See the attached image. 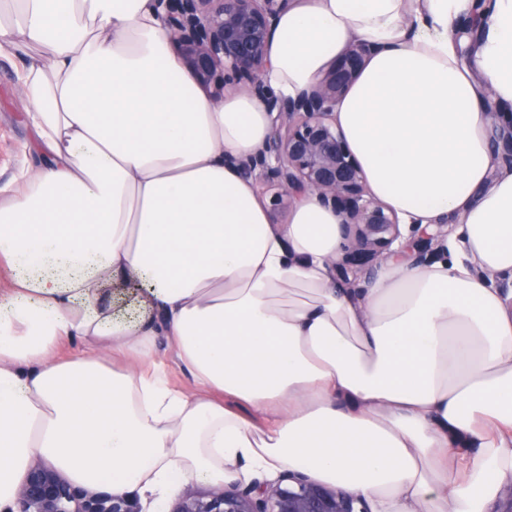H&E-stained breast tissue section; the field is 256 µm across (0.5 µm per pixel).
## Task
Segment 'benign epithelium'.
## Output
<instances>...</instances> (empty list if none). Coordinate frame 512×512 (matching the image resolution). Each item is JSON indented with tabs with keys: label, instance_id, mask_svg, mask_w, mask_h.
Instances as JSON below:
<instances>
[{
	"label": "benign epithelium",
	"instance_id": "obj_1",
	"mask_svg": "<svg viewBox=\"0 0 512 512\" xmlns=\"http://www.w3.org/2000/svg\"><path fill=\"white\" fill-rule=\"evenodd\" d=\"M164 11L172 47L186 71L210 100L221 102L232 89L258 100L271 118L264 148L224 161L243 175L268 184L275 206L294 204L309 193L331 208L342 229L335 279L359 285L364 272L395 255L402 237L397 214L369 190L365 175L336 128L337 107L380 47L357 38L294 96L273 92L265 80L271 68L269 43L277 18L294 0H156ZM473 10L449 33L458 55L473 65L478 42ZM485 91L496 166L512 172V112L502 113L492 90ZM450 233L448 219L411 227L404 257L422 265ZM18 512H140L125 496L92 493L41 460L28 471ZM168 512H369L366 503L339 487L316 482L302 472H285L274 482L226 483L193 491Z\"/></svg>",
	"mask_w": 512,
	"mask_h": 512
}]
</instances>
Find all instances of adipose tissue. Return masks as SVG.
<instances>
[{
	"instance_id": "1",
	"label": "adipose tissue",
	"mask_w": 512,
	"mask_h": 512,
	"mask_svg": "<svg viewBox=\"0 0 512 512\" xmlns=\"http://www.w3.org/2000/svg\"><path fill=\"white\" fill-rule=\"evenodd\" d=\"M472 4L301 0L275 25L278 94L353 38L380 46L337 126L406 223L459 220L440 259L388 260L354 291L332 274V209L311 194L271 223L225 164L270 117L245 94L212 103L153 0H0L39 156L0 185V512L39 459L155 501L300 470L370 512H493L512 484V307L493 281L512 273V174L489 177L480 84L512 105V0H491L469 66L448 26ZM159 361L171 383L178 387L188 389L191 387V378L188 373L174 361L170 354L166 353L164 346H159Z\"/></svg>"
}]
</instances>
